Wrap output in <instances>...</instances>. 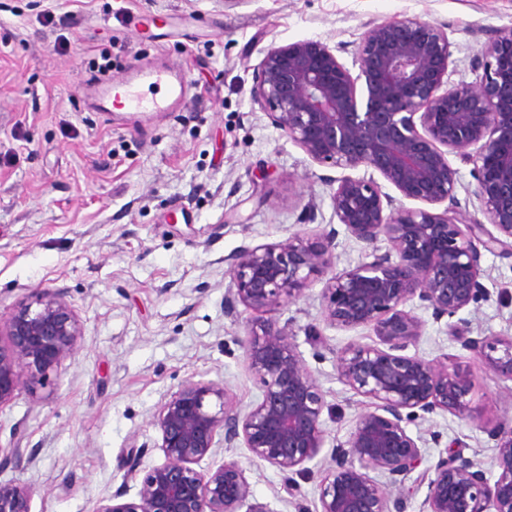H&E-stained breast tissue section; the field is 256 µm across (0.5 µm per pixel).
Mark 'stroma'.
<instances>
[{"label":"stroma","mask_w":512,"mask_h":512,"mask_svg":"<svg viewBox=\"0 0 512 512\" xmlns=\"http://www.w3.org/2000/svg\"><path fill=\"white\" fill-rule=\"evenodd\" d=\"M54 3L0 0V320L50 289L70 303L82 337L74 359L27 381L0 408V446L37 451L0 480L30 486L32 512H97L118 488L136 499L125 466L131 448L145 451L140 471L163 462L155 416L185 380L223 384L243 412L260 401L238 344L255 315L224 312L230 255L330 229L338 232L335 271L370 251L338 229L331 196L340 178L371 168L315 163L272 126L250 94L267 51L321 40L351 69L368 26L416 15L446 28L450 80L473 83L472 59L490 31L512 26V0H94L69 19L61 54L55 33L37 21ZM104 51L113 78L136 65H177L194 87L211 90L175 112L104 119L83 98ZM481 269L483 296L446 322L419 309L425 326L408 349L471 372L469 408L462 417L427 415L407 430L423 439L422 469L453 445L493 480L487 430L512 421V380L476 369L457 333L512 336V256L483 252ZM322 286L313 279L275 312L330 407L324 446L301 484L312 510L333 446L371 408L338 379L336 355L377 341L366 327L326 325ZM230 461L243 468L252 502L294 512L280 471L241 446L216 449L200 467Z\"/></svg>","instance_id":"35a3bbf8"}]
</instances>
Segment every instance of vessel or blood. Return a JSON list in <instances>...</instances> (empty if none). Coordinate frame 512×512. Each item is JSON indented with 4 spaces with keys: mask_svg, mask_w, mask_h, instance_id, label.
I'll return each instance as SVG.
<instances>
[{
    "mask_svg": "<svg viewBox=\"0 0 512 512\" xmlns=\"http://www.w3.org/2000/svg\"><path fill=\"white\" fill-rule=\"evenodd\" d=\"M142 80L149 86L165 88L162 101H144L133 89L134 80ZM93 91L88 99L92 111L111 112L119 109H132L137 112H170L183 102L191 87L186 84L179 69L166 71L151 69L134 70L132 78L119 81L96 80L92 83Z\"/></svg>",
    "mask_w": 512,
    "mask_h": 512,
    "instance_id": "vessel-or-blood-1",
    "label": "vessel or blood"
}]
</instances>
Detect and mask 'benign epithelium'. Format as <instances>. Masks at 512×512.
Returning a JSON list of instances; mask_svg holds the SVG:
<instances>
[{"label": "benign epithelium", "mask_w": 512, "mask_h": 512, "mask_svg": "<svg viewBox=\"0 0 512 512\" xmlns=\"http://www.w3.org/2000/svg\"><path fill=\"white\" fill-rule=\"evenodd\" d=\"M451 56L443 28L408 15L368 27L355 51L356 76L321 41L268 50L251 96L272 125L318 164L370 167L403 198L445 208L396 206L374 177L346 176L332 194L333 212L371 247L367 260L335 272L334 230L320 234L317 245L297 231L233 254L226 314L237 315L241 304L269 315L240 340L262 399L242 413L224 386L185 381L157 413L164 461L142 476L137 500L118 502L126 495L119 489L97 512H240L251 491L238 463L198 468L221 443H240L277 467L296 512H309L298 479L311 475L304 464L323 448L327 403L288 325L270 313L282 298L304 295L319 275L324 321L367 327L378 343L349 345L336 356L339 380L373 400V409L331 454L315 512H405V483L422 461L421 438L407 423L437 411L463 415L471 387L447 362L406 354L424 326L415 303L436 322L455 316L482 292L481 250H512V26L490 32L472 60L481 71L474 83L448 80ZM451 156L473 165L482 218L471 224L455 217L458 169ZM1 336L0 408L19 394L24 376H44L74 357L82 327L61 294L43 289L0 322ZM461 346L478 368L512 379V337L467 336ZM488 436L498 478L490 481L479 462L460 453L443 457L433 474L421 476L422 512H512V424ZM23 461V449L0 448V472ZM390 486L402 494L391 498ZM32 496L27 485L0 482V512H31Z\"/></svg>", "instance_id": "benign-epithelium-1"}]
</instances>
